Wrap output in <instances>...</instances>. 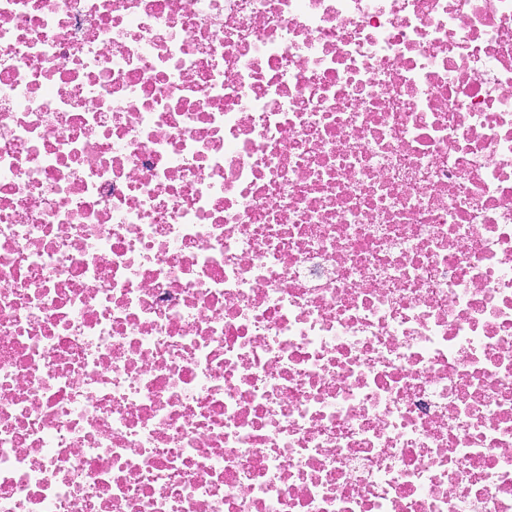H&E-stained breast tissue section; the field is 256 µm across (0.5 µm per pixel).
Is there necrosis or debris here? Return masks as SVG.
<instances>
[{"instance_id":"obj_1","label":"necrosis or debris","mask_w":512,"mask_h":512,"mask_svg":"<svg viewBox=\"0 0 512 512\" xmlns=\"http://www.w3.org/2000/svg\"><path fill=\"white\" fill-rule=\"evenodd\" d=\"M0 512H512V0H0Z\"/></svg>"}]
</instances>
